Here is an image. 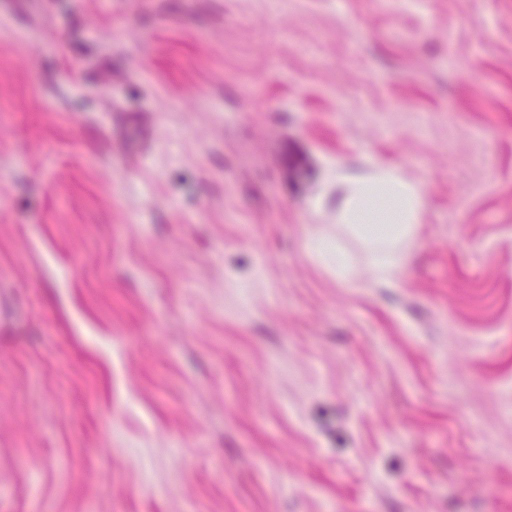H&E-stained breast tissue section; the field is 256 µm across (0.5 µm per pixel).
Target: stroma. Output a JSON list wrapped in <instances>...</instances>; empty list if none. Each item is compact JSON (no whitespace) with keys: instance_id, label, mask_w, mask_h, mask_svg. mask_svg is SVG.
I'll use <instances>...</instances> for the list:
<instances>
[{"instance_id":"35a3bbf8","label":"stroma","mask_w":512,"mask_h":512,"mask_svg":"<svg viewBox=\"0 0 512 512\" xmlns=\"http://www.w3.org/2000/svg\"><path fill=\"white\" fill-rule=\"evenodd\" d=\"M0 305V512H512V0H0ZM339 223L369 246L377 276L389 281L407 260L400 248L415 233L427 203L424 183L401 168L367 162L357 171L336 172ZM386 224L381 230L373 225ZM313 255L320 259H329L336 262V277L347 281L351 274L348 258L339 243L316 240L310 245Z\"/></svg>"}]
</instances>
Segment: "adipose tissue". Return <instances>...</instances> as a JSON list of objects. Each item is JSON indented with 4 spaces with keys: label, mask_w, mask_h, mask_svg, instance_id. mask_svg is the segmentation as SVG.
Here are the masks:
<instances>
[{
    "label": "adipose tissue",
    "mask_w": 512,
    "mask_h": 512,
    "mask_svg": "<svg viewBox=\"0 0 512 512\" xmlns=\"http://www.w3.org/2000/svg\"><path fill=\"white\" fill-rule=\"evenodd\" d=\"M338 219L369 246L380 279L390 280L406 263L403 249L416 230L427 203L421 180L401 168L377 162L336 174Z\"/></svg>",
    "instance_id": "obj_1"
}]
</instances>
